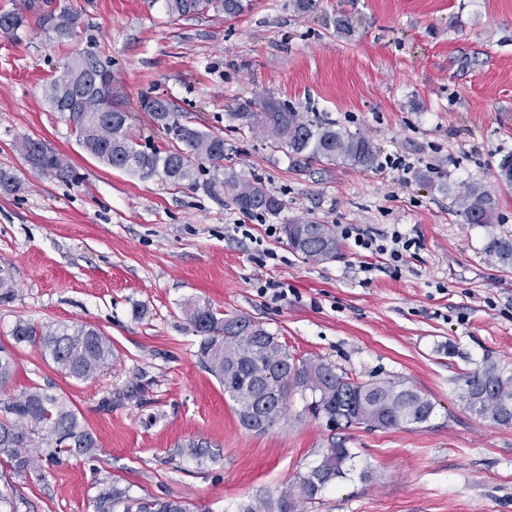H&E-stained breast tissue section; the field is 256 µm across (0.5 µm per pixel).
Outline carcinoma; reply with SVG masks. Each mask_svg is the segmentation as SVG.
Segmentation results:
<instances>
[{"mask_svg":"<svg viewBox=\"0 0 512 512\" xmlns=\"http://www.w3.org/2000/svg\"><path fill=\"white\" fill-rule=\"evenodd\" d=\"M53 7L54 27L44 25V6ZM173 18L213 10L235 18L243 13V0H165ZM78 14L69 4L56 0H22L20 6L0 13V32L14 34L35 25L55 35L59 41L71 39ZM112 82L111 60L98 52L86 51L75 57L62 73L45 87V97L55 112L69 113L68 120L79 144L103 164L142 177L160 175L178 185H193L208 163L224 161V137L204 131L187 120L174 102L164 96L141 101L140 107L157 131L170 136L171 146L146 150L141 138L132 133V113L117 95L104 94L101 86ZM239 128L259 134L289 155L300 171L317 162L342 160L370 169L376 160L373 143L360 134L336 128L332 122L313 121L287 104L271 97L239 100L234 112ZM21 155L33 167L60 179L72 177V168L61 154L41 141L27 138ZM224 187L234 206L244 214H275L281 200L261 183L235 173L224 179ZM21 182L10 169L0 168V193L12 195ZM457 212L467 224H489L496 212L491 192L472 186L455 200ZM288 247L305 263L326 262L325 252H339L335 227L311 220L284 225ZM490 248L499 258L512 262V240L494 239ZM187 322L201 337L197 356L224 387L233 402L240 424L255 433H264L280 422L288 400L299 396L302 413L317 420L329 415L336 428L393 429L417 428L428 423L434 403L421 392L392 379L360 381L332 365L312 358H297L274 334L245 316H229L207 301L184 307ZM13 346H37L44 358L73 380H86L112 364V342L94 327L58 324L37 326L18 320L11 332ZM15 369L12 351L0 346V386ZM464 385L459 398L468 408L478 405L499 425H512V371L495 362L462 374ZM98 448L93 433L78 412L59 395L41 387L0 399V462L20 477L41 470V461L67 451L95 456ZM182 452L194 460L209 456L206 442L191 439ZM353 460L351 449L342 441L333 442L321 459L277 498H260L243 512H301L305 504L346 477L345 466ZM94 512H191L179 498H136L117 483L102 490L94 500Z\"/></svg>","mask_w":512,"mask_h":512,"instance_id":"cac0c4a2","label":"carcinoma"}]
</instances>
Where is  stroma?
Segmentation results:
<instances>
[{"label":"stroma","instance_id":"1","mask_svg":"<svg viewBox=\"0 0 512 512\" xmlns=\"http://www.w3.org/2000/svg\"><path fill=\"white\" fill-rule=\"evenodd\" d=\"M70 2L79 20L67 43L33 27L0 33V167L22 183L0 195V269L15 291L0 303V343L20 320L84 324L111 339L115 358L78 381L39 348H17L8 393L63 395L98 451L14 478L13 504L0 512H93L114 482L135 497H182L191 512H242L295 482L334 440L352 449L355 470L306 512H512V425L479 418L458 397L461 374L484 360L512 369V265L490 249L512 240V187L497 177L512 154V0H320L310 15L292 0H251L235 18L176 21L164 0ZM340 16L349 32L337 30ZM88 50L111 58L129 105L164 95L221 133L220 170L175 186L88 155L44 96ZM254 95L366 136L374 167L295 171L230 119ZM28 137L65 154L75 179L33 169L18 149ZM390 158L399 168L386 167ZM229 172L261 182L281 210L241 214L211 183ZM473 185L494 195L492 223L457 215L455 199ZM300 219L397 230L421 247L399 277L376 270L365 282L352 241L322 264L293 254L282 227ZM269 281L284 298L263 293ZM194 300L259 322L295 357L402 381L434 415L422 428L334 430L294 400L271 430H246L199 363L182 313ZM191 438L208 441L214 459L180 457Z\"/></svg>","mask_w":512,"mask_h":512}]
</instances>
